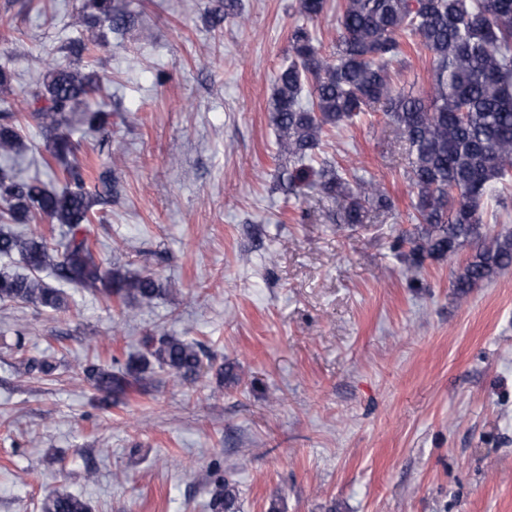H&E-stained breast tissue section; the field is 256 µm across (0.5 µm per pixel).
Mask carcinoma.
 Here are the masks:
<instances>
[{"instance_id": "1", "label": "carcinoma", "mask_w": 512, "mask_h": 512, "mask_svg": "<svg viewBox=\"0 0 512 512\" xmlns=\"http://www.w3.org/2000/svg\"><path fill=\"white\" fill-rule=\"evenodd\" d=\"M325 0H299L309 20L324 12ZM82 17L119 29L123 16L112 0H82ZM336 49L326 54L309 30L291 33V58L280 72L271 96V119L280 151L293 166L291 180L340 197L344 224L363 223L365 208L389 210L393 201L383 185L363 176L347 180L330 165L306 164L328 132L353 123L364 112L380 110L395 126L409 156L408 179L416 190L412 203L420 232L412 241L411 260H443L466 243L476 253L452 281L458 298L490 282L512 266V232L485 242L482 215L498 184L512 176V0H343L336 17ZM431 58L429 91L415 94L399 84L394 69L413 41ZM42 80L32 97L29 116L45 140L51 159L44 161L47 179L22 178L12 162L28 146L18 125L22 109L5 101L0 109V257H20L26 272L0 271V301L33 303L59 311L64 292L46 282L74 284L115 298L127 316L162 292L150 275L105 268L91 248L87 225L101 195L111 191L86 179L77 158L70 126L74 113L92 130L107 124L108 113L92 107L99 85L94 72L41 59ZM39 216L58 225L50 239L4 229ZM145 351L128 357L124 367L89 363L85 379L101 394L104 405L119 401L142 384L156 366L181 381H195L202 370V345L181 336L144 342ZM47 359L24 363L27 375H47ZM213 512H238L234 485L226 480L215 494ZM42 512H91L89 503L70 492L52 491Z\"/></svg>"}]
</instances>
